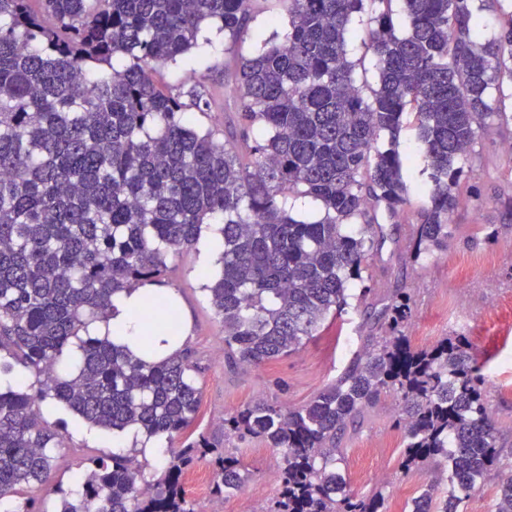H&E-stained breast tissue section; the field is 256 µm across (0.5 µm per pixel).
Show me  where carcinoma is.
<instances>
[{
  "label": "carcinoma",
  "instance_id": "cac0c4a2",
  "mask_svg": "<svg viewBox=\"0 0 512 512\" xmlns=\"http://www.w3.org/2000/svg\"><path fill=\"white\" fill-rule=\"evenodd\" d=\"M251 2L0 0V351L34 377L32 388L0 392L3 512H47L21 496L35 483L61 494L55 512H196L185 479L207 458L215 497L244 486L239 449L193 429L201 389L189 355L149 363L87 335L114 294L161 282L210 220L222 219L224 249L204 291L231 368L300 349L365 300L368 288L349 284L365 282L386 240L371 211L409 203L398 149L409 110L429 170L412 252L448 247L479 130L503 117L488 90L512 83V22L481 44L473 0H403L405 34L390 13L371 17L379 84L367 96L350 25L365 5L390 0H286L287 39L246 57L237 43ZM209 24L224 29V85L235 91L222 140L185 117L186 98L211 108L200 85L173 93L153 77ZM294 194L324 215H293ZM142 317L144 350L155 330L180 336L175 299L148 297ZM410 317L400 291L336 382L299 406L259 399L224 415L225 443L255 439L281 456L272 512H390L381 492L353 500L338 467L342 441L383 393L401 406L399 468L448 464V490L425 485L412 512H465L478 481L499 468L477 353L459 336L415 347ZM47 400L91 427L184 441L156 481L136 455L114 453L89 460L81 490L65 493L55 479L63 435L39 410ZM496 512H512V469L501 472Z\"/></svg>",
  "mask_w": 512,
  "mask_h": 512
}]
</instances>
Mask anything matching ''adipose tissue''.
<instances>
[{
	"label": "adipose tissue",
	"instance_id": "obj_1",
	"mask_svg": "<svg viewBox=\"0 0 512 512\" xmlns=\"http://www.w3.org/2000/svg\"><path fill=\"white\" fill-rule=\"evenodd\" d=\"M156 291V285L148 283L113 297L114 311L111 318L92 324L89 328L91 335L106 337L115 344L136 348L144 333L138 312L144 299Z\"/></svg>",
	"mask_w": 512,
	"mask_h": 512
}]
</instances>
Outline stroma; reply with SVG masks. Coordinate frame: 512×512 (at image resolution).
Returning <instances> with one entry per match:
<instances>
[{
    "label": "stroma",
    "mask_w": 512,
    "mask_h": 512,
    "mask_svg": "<svg viewBox=\"0 0 512 512\" xmlns=\"http://www.w3.org/2000/svg\"><path fill=\"white\" fill-rule=\"evenodd\" d=\"M288 13L283 0H254L251 19L239 44L244 55L256 53L261 43L283 42ZM227 43L217 28H205L186 59L158 70L155 79L176 89L202 81L215 102L208 113L186 112L201 129H224V105L234 94L224 87ZM508 122L494 123L479 133L474 162L464 178L474 193L462 194L449 213L456 230L447 249L420 260L410 256L409 245L419 222L422 201L411 194L403 210L391 215L378 211L388 238L369 261V293L359 309L328 320L325 329L304 347L260 369H232L215 355L224 344V327L214 314L197 275L202 251L195 248L177 258L163 283L174 293L179 312L189 326L185 346L197 369L202 391L197 423L216 442L224 440V415L250 401L264 398L292 406L304 404L335 381L343 367L370 335L372 322L396 289L413 296L407 334L418 347H428L445 336L466 337L480 355L491 389V410L499 436L502 462L512 464V215L504 200L512 195V100L506 101ZM402 156L412 157L404 168L409 186L422 184L426 175L422 145L413 114H406L400 133ZM467 296L457 307L459 296ZM398 402L383 394L365 413L361 426L342 443V467L356 497L383 491L397 512H408L423 483L446 486L439 466L402 472L396 425ZM45 420L62 426L67 440L58 451L56 476L64 487L84 479L85 461L112 454V434L99 431L88 438L81 421L64 407L45 413ZM241 460L250 479L236 495L224 500L197 499V512H267L278 492L279 457L263 444L241 442Z\"/></svg>",
    "instance_id": "stroma-1"
}]
</instances>
